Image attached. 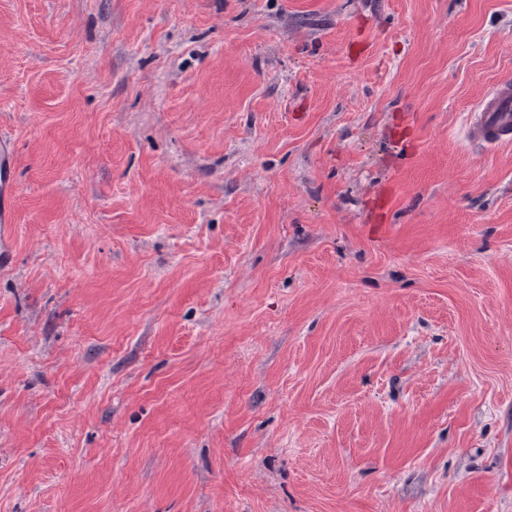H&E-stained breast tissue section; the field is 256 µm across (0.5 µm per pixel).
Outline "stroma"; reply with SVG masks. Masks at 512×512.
<instances>
[{
  "label": "stroma",
  "mask_w": 512,
  "mask_h": 512,
  "mask_svg": "<svg viewBox=\"0 0 512 512\" xmlns=\"http://www.w3.org/2000/svg\"><path fill=\"white\" fill-rule=\"evenodd\" d=\"M512 0H0V512H512ZM464 136L468 146L491 149L512 141V85L490 90L466 113ZM15 149L11 139L0 137V266L13 256L15 234L14 200Z\"/></svg>",
  "instance_id": "1"
}]
</instances>
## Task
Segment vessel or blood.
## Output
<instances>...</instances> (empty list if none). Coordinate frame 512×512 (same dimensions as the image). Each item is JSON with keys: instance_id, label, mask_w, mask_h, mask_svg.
Listing matches in <instances>:
<instances>
[{"instance_id": "vessel-or-blood-1", "label": "vessel or blood", "mask_w": 512, "mask_h": 512, "mask_svg": "<svg viewBox=\"0 0 512 512\" xmlns=\"http://www.w3.org/2000/svg\"><path fill=\"white\" fill-rule=\"evenodd\" d=\"M464 136L468 145L490 149L512 141V85L503 83L490 90L467 112ZM15 149L11 139L0 137V264L13 256L15 234Z\"/></svg>"}]
</instances>
